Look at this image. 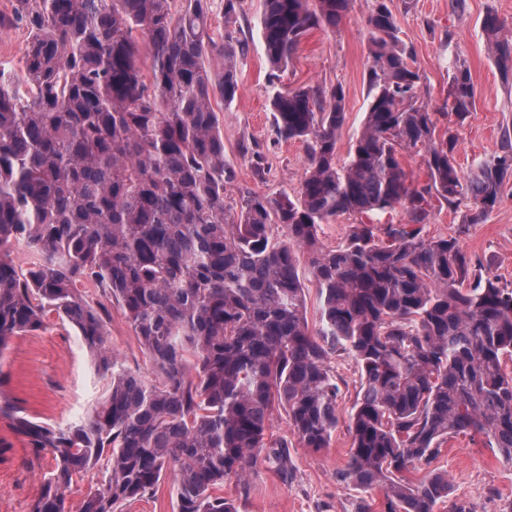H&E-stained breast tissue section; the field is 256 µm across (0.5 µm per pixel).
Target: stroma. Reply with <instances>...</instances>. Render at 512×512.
<instances>
[{"label": "stroma", "instance_id": "stroma-1", "mask_svg": "<svg viewBox=\"0 0 512 512\" xmlns=\"http://www.w3.org/2000/svg\"><path fill=\"white\" fill-rule=\"evenodd\" d=\"M372 5L373 0H352L337 28L309 31L273 86L261 32L263 0H237V24L249 48L239 61L235 101L228 107L218 100L213 103L224 135V157L236 173L224 188L227 203L238 202L246 194L291 195L304 178L307 159L303 144L276 138L269 107L273 88L343 86L346 120L337 139L336 161H348L369 104L367 18ZM390 8L400 38L412 49L423 75L420 99L439 114L438 131L448 126L440 110L448 97L449 62L465 60L471 70L476 108L458 127L456 148L459 166L469 170L498 151L504 127L512 125V78H504L495 67L482 28L485 15L491 12L502 21L505 33L512 34V0H391ZM244 143L262 147L264 178L255 177L250 160L241 155ZM460 220V212L445 206L435 208L425 234L459 236L468 255L480 259L501 282L512 283V181L505 184L484 223L470 225L462 234L458 231ZM107 323L108 343L123 365L152 376V362L117 305H109ZM332 366L342 381V395L339 425L329 448L315 452L299 447L285 413L274 414L268 435L287 440L292 475L287 478L274 467L259 464L245 496L239 495L235 480H225L218 493L234 500L238 512H357L364 503L379 512V491L358 490L336 479L349 458L347 426L359 390V373L355 361L346 355L335 357ZM6 369L10 374L7 394L30 414L62 426L85 417L107 387L80 336L54 319L47 329L13 341ZM28 455L27 444L0 418V512H28L44 475L55 466L51 455L35 461ZM434 467L447 473L450 500L463 504L467 512H512V464L486 448L482 438L450 439Z\"/></svg>", "mask_w": 512, "mask_h": 512}]
</instances>
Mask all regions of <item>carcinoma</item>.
<instances>
[{"label":"carcinoma","instance_id":"cac0c4a2","mask_svg":"<svg viewBox=\"0 0 512 512\" xmlns=\"http://www.w3.org/2000/svg\"><path fill=\"white\" fill-rule=\"evenodd\" d=\"M351 0H263L271 76L302 38L336 27ZM211 0H14L0 27L21 26L20 70L0 61V418L49 454L29 512H68L76 478L106 461L78 512H117L174 475L176 512H237L215 494L227 479L249 490L258 463L287 469L288 442L267 437L282 410L302 448L330 446L339 423L341 354L358 367L352 438L337 480L378 490L383 512H436L448 476L429 466L459 435L480 436L512 463V286L484 270L459 238L424 237L434 203L481 224L512 179V138L464 173L458 137L436 135L418 103L422 81L388 0L369 29V97L349 161L336 163L345 120L341 86L273 91L277 139L305 146L296 195L224 201L235 177L212 100L233 103L236 30L215 41ZM488 13L483 31L497 67L512 73V37ZM221 62L212 76L211 61ZM476 90L469 66L450 65L445 108L461 126ZM403 150L424 153L415 184ZM254 174L258 146L245 145ZM352 226L334 248L319 237L339 215ZM39 263L23 270L15 248ZM308 257L299 270L298 252ZM321 320L309 327L305 281ZM109 295L147 351L156 379L126 369L108 345ZM81 337L104 397L82 420L53 426L3 391L15 338L50 314Z\"/></svg>","mask_w":512,"mask_h":512}]
</instances>
